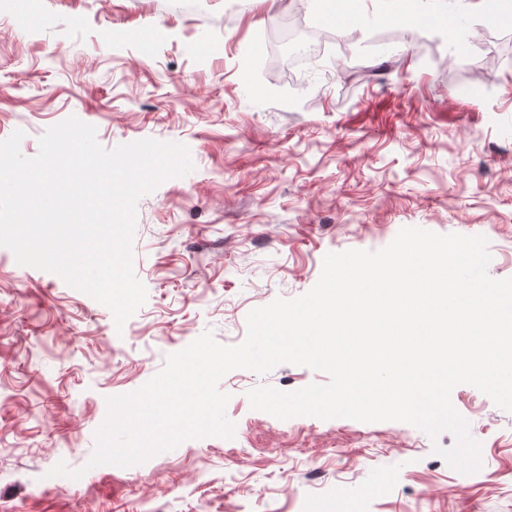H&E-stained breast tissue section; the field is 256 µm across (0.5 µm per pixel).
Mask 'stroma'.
I'll use <instances>...</instances> for the list:
<instances>
[{
	"label": "stroma",
	"instance_id": "1",
	"mask_svg": "<svg viewBox=\"0 0 512 512\" xmlns=\"http://www.w3.org/2000/svg\"><path fill=\"white\" fill-rule=\"evenodd\" d=\"M191 2L38 0L33 26L0 0V140L22 130L32 157L74 116L103 148L178 142L194 163L138 201L147 300L124 326L0 247V512H512V412L476 387L451 394L481 444L464 475L434 452L447 432L253 409L255 388L328 380L289 363L221 380L233 437L89 467L108 398L205 331L241 343L248 313L308 292L327 253L380 250L404 227L481 235L490 275L512 278V26L477 0H409L410 24L363 0L286 66L269 32L322 26L312 0ZM444 11L452 29L432 19ZM61 462L84 476L53 475ZM311 468L321 484L301 482Z\"/></svg>",
	"mask_w": 512,
	"mask_h": 512
}]
</instances>
